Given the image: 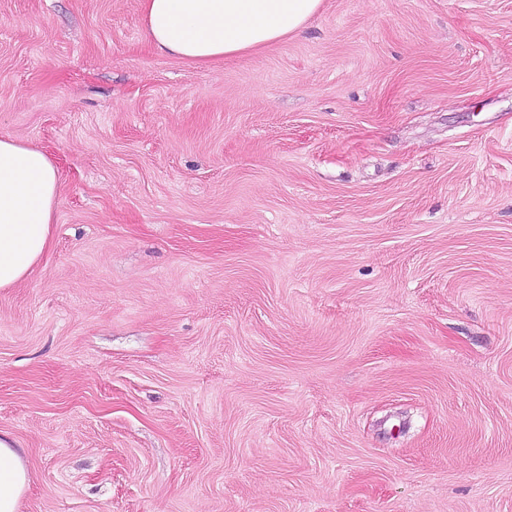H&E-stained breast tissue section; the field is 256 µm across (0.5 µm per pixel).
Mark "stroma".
I'll use <instances>...</instances> for the list:
<instances>
[{"instance_id":"obj_1","label":"stroma","mask_w":512,"mask_h":512,"mask_svg":"<svg viewBox=\"0 0 512 512\" xmlns=\"http://www.w3.org/2000/svg\"><path fill=\"white\" fill-rule=\"evenodd\" d=\"M53 241L0 289L19 512H512V0H324L200 66L0 0Z\"/></svg>"}]
</instances>
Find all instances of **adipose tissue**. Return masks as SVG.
Listing matches in <instances>:
<instances>
[{
	"label": "adipose tissue",
	"mask_w": 512,
	"mask_h": 512,
	"mask_svg": "<svg viewBox=\"0 0 512 512\" xmlns=\"http://www.w3.org/2000/svg\"><path fill=\"white\" fill-rule=\"evenodd\" d=\"M323 0H141L160 53L209 64L258 52L296 34ZM59 196L56 168L39 148L0 138V289L24 281L47 252ZM29 483L21 450L0 432V512H17Z\"/></svg>",
	"instance_id": "ef3b65f1"
}]
</instances>
